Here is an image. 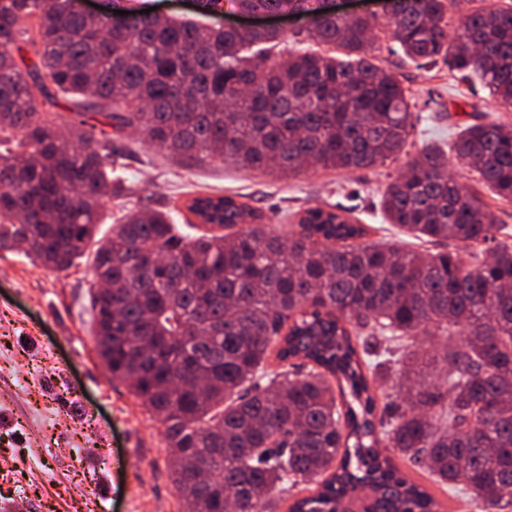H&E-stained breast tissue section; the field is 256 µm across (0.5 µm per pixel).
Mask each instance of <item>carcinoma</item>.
Instances as JSON below:
<instances>
[{
	"label": "carcinoma",
	"instance_id": "carcinoma-1",
	"mask_svg": "<svg viewBox=\"0 0 512 512\" xmlns=\"http://www.w3.org/2000/svg\"><path fill=\"white\" fill-rule=\"evenodd\" d=\"M70 0H0V249L63 271L94 244L95 346L165 427L185 512H442L408 467L476 512L512 504V229L448 176V154L512 202V127L462 128L388 183L389 223L419 251L362 244L368 228L322 208L272 229L231 196L197 195L193 241L166 212L122 217L96 238L119 154L87 121L46 114L57 93L79 116L131 127L176 159H220L290 177L397 156L409 97L374 61L386 28L414 62L439 61L512 107V8L474 11L448 38V3L394 0L347 17L325 0H199L210 15L311 17L315 44L271 60L276 29L240 30L142 14L128 26ZM37 61L28 64L22 52ZM399 363L398 391L385 389ZM308 487L310 495L294 496Z\"/></svg>",
	"mask_w": 512,
	"mask_h": 512
}]
</instances>
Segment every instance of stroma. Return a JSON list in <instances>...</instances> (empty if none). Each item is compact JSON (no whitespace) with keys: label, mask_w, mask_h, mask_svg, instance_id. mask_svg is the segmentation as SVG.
Returning <instances> with one entry per match:
<instances>
[{"label":"stroma","mask_w":512,"mask_h":512,"mask_svg":"<svg viewBox=\"0 0 512 512\" xmlns=\"http://www.w3.org/2000/svg\"><path fill=\"white\" fill-rule=\"evenodd\" d=\"M372 47L376 63L411 96L415 127L396 160L278 178L211 158L186 165L127 128L112 135L124 154L122 189L103 207L100 236H111L123 213L145 207L169 211L196 236L185 223V201L221 193L243 197L271 225L319 206L368 225L366 243L416 247L384 218L387 183L422 147L450 146L461 126L485 116L512 126V108L479 84L453 79L444 65L412 62L388 31H378ZM91 266L87 254L52 271L0 250V503L26 512H183L163 424L97 357Z\"/></svg>","instance_id":"stroma-1"}]
</instances>
